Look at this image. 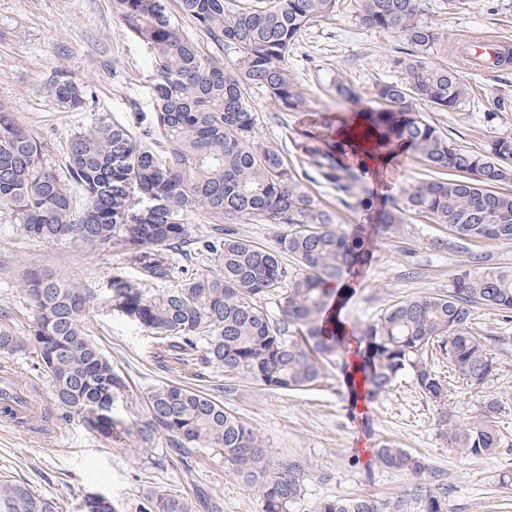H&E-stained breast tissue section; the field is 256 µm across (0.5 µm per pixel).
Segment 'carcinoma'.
Here are the masks:
<instances>
[{
  "instance_id": "carcinoma-1",
  "label": "carcinoma",
  "mask_w": 512,
  "mask_h": 512,
  "mask_svg": "<svg viewBox=\"0 0 512 512\" xmlns=\"http://www.w3.org/2000/svg\"><path fill=\"white\" fill-rule=\"evenodd\" d=\"M166 0H112L113 13L150 54L152 107L135 128L106 113L68 141L62 159L48 142L0 103V215L17 232L47 243L109 249L126 257L134 274H114L107 296L54 272L29 268L21 288L30 316L19 333L0 319V355L36 354L32 370L51 387L52 403L33 399V384L19 386L10 368L0 370V410L18 406L22 428L42 430L55 418L77 417L107 444L144 451L166 444L183 464L220 455L248 486L260 492V512H293L307 493L310 471L299 459L275 460L262 436L216 397L163 382L146 396V420L100 410L103 393L121 399L128 383L87 333L85 316L97 302L139 325L153 344L174 352L173 370L200 376L214 368L272 391H303L322 377V361L339 358L345 337L326 329L331 309L328 283H339L369 253L361 228L346 231L337 213L321 204L283 155L255 141V116L244 90L263 88L283 110L303 108L305 97L288 68V54L310 23L336 12L339 0H179L182 13L223 52L210 56L187 39ZM423 0H359L362 26L404 36L407 49L394 59L404 81L380 82V107L356 112L337 127H365L374 151L395 145L416 155L435 175L405 190L381 216L388 238L405 234L421 216L443 225L463 259L448 293L426 294L390 305L360 330L358 352L368 397L388 393L410 377L417 392L438 407L448 402V384L431 364L438 353L448 369L476 388L497 372L490 340L473 331L475 308L512 316V266L484 241L512 244V139L481 149L458 144L417 109L451 112L470 102L471 88L453 67L431 56L448 47V35L421 21ZM63 107L84 110L92 91L63 68L49 85ZM315 174L354 198L359 175L348 159L352 137L308 152ZM203 214L207 234L191 235V220ZM257 220L284 227L273 245L260 247L237 236L234 224ZM293 260L289 268L284 257ZM215 271L199 274L193 259ZM276 303L272 320L260 306ZM292 326L304 336L288 335ZM503 403L484 399L459 423L443 414L448 447L479 457L502 445L497 429ZM379 465L413 477L399 494L344 498L325 496L311 512H448V486L425 480L427 459L387 441L375 449ZM179 491L140 488L131 512H193ZM0 512H58L56 503L25 485L0 479Z\"/></svg>"
}]
</instances>
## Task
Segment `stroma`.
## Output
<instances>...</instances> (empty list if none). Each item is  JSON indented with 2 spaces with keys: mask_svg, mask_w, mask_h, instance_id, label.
<instances>
[{
  "mask_svg": "<svg viewBox=\"0 0 512 512\" xmlns=\"http://www.w3.org/2000/svg\"><path fill=\"white\" fill-rule=\"evenodd\" d=\"M424 22L462 44L472 34L512 38V0H424ZM406 47L403 36L363 27L355 0H340L335 15L304 29L288 57V68L303 92L302 110H278L267 92L248 88L255 112V135L278 149L295 170H304L310 145L326 147L336 133L338 116L371 107L378 81H396L393 60ZM472 90L470 105L454 112H429L431 122L458 144L476 149L499 137H512V63L493 69L459 66L447 55ZM93 92L85 111L72 112L50 95L49 83L59 69ZM150 64L147 50L112 12V0H0V101L19 120L63 154L69 136L94 113L132 122L136 109L149 105ZM351 82L359 100L336 98L337 78ZM415 156L393 160L383 175L363 176L358 191L370 197L365 211L340 204L332 187L310 183L313 196L337 212L342 229L363 225L370 257L365 275L347 278L350 295L340 317L348 328L360 327L389 305L427 293H444L459 264V251L432 247L447 238L444 228L409 220L403 238H384L376 214L389 207L404 188L427 175ZM38 264L91 288H104L112 273L126 269L123 255L95 247L32 241L0 218V308L16 328L27 322L20 289L24 270ZM476 332L490 337L498 371L483 390L449 378L448 411L462 421L489 395L503 398L499 419L504 435L493 454L471 457L449 448L438 407L415 390L409 378L367 402L353 397L339 366L329 367L320 384L308 391L272 392L245 378L230 381L223 393L227 408L259 433L273 458H299L309 466L306 504L327 495L388 497L403 489L410 476L380 468L372 450L391 440L424 455L428 482L448 486V512H512V320L497 311L475 313ZM87 327L102 352L127 377L134 395L145 397L155 384L172 379L167 352L152 347L137 325L97 305ZM0 476L27 485L36 495L53 499L59 512H81L85 494H109L119 512L136 497L140 481L218 498L223 512H259L257 488L244 485L223 458L203 456L182 465L173 461L152 468L142 451L105 445L78 419L61 420L47 432H31L0 420Z\"/></svg>",
  "mask_w": 512,
  "mask_h": 512,
  "instance_id": "stroma-1",
  "label": "stroma"
}]
</instances>
